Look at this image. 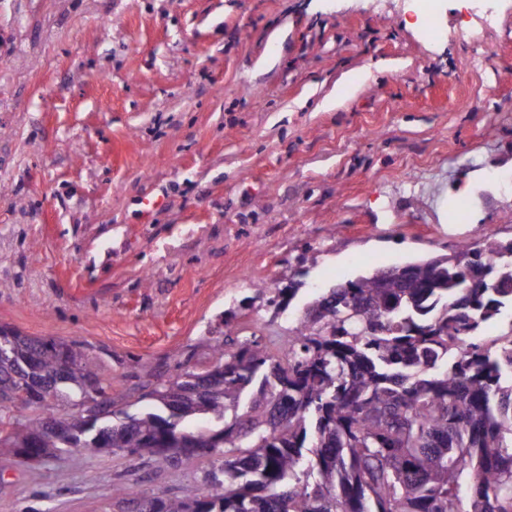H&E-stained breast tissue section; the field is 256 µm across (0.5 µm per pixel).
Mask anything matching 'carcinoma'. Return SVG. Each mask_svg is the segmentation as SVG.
Instances as JSON below:
<instances>
[{"label": "carcinoma", "mask_w": 512, "mask_h": 512, "mask_svg": "<svg viewBox=\"0 0 512 512\" xmlns=\"http://www.w3.org/2000/svg\"><path fill=\"white\" fill-rule=\"evenodd\" d=\"M300 285L272 289L274 314ZM508 311L512 243H463L400 276L341 281L291 321L285 359L253 333L213 338L200 371L178 365L174 417L165 396L123 408L83 345L0 326V346L36 353L47 375L34 390L0 365V454L114 448L171 466L179 451L219 462L180 497L123 490L142 512H512V330L484 334ZM80 401L106 420L57 414Z\"/></svg>", "instance_id": "carcinoma-1"}]
</instances>
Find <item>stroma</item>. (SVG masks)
Segmentation results:
<instances>
[{
    "instance_id": "1",
    "label": "stroma",
    "mask_w": 512,
    "mask_h": 512,
    "mask_svg": "<svg viewBox=\"0 0 512 512\" xmlns=\"http://www.w3.org/2000/svg\"><path fill=\"white\" fill-rule=\"evenodd\" d=\"M0 0V326L87 345L136 408L141 366L212 333L281 354L255 285L321 289L512 240V0ZM180 468L119 450L0 456V512H112Z\"/></svg>"
}]
</instances>
